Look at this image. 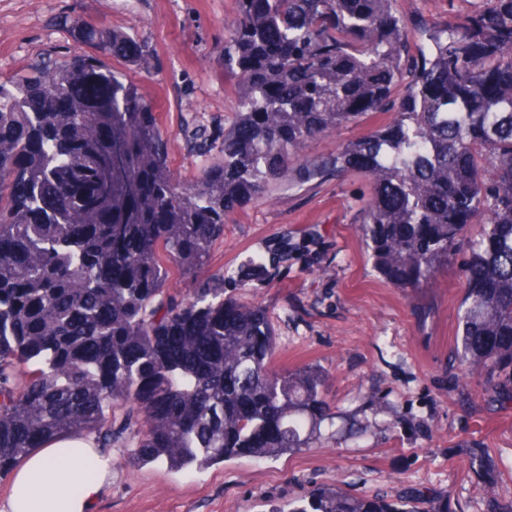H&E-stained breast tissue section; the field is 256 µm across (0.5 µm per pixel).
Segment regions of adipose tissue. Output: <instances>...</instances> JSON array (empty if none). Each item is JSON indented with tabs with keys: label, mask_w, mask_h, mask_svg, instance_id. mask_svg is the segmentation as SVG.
<instances>
[{
	"label": "adipose tissue",
	"mask_w": 512,
	"mask_h": 512,
	"mask_svg": "<svg viewBox=\"0 0 512 512\" xmlns=\"http://www.w3.org/2000/svg\"><path fill=\"white\" fill-rule=\"evenodd\" d=\"M112 477V458L82 438L36 449L11 477L0 512H92Z\"/></svg>",
	"instance_id": "1"
}]
</instances>
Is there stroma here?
Instances as JSON below:
<instances>
[{"label":"stroma","instance_id":"stroma-1","mask_svg":"<svg viewBox=\"0 0 512 512\" xmlns=\"http://www.w3.org/2000/svg\"><path fill=\"white\" fill-rule=\"evenodd\" d=\"M478 0H399L412 28L441 27ZM234 0H0V81L36 57H60L76 43L70 21L128 32L147 59L106 56L151 101L168 138V165L193 177L202 144L220 151L237 79L224 69V23ZM359 172L272 189L274 205L251 204L224 227L210 270L239 266L253 252L288 241L269 282H247L274 326L273 362L328 372V398L360 430L337 428L326 447L279 457L234 458L178 472L165 464L117 465L93 512H268L276 499L328 479L352 493H381L413 506L443 501L448 512H498L512 500V406L457 385V311L463 255L435 285L399 288L373 269L360 245Z\"/></svg>","mask_w":512,"mask_h":512}]
</instances>
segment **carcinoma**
Listing matches in <instances>:
<instances>
[{"label": "carcinoma", "instance_id": "obj_1", "mask_svg": "<svg viewBox=\"0 0 512 512\" xmlns=\"http://www.w3.org/2000/svg\"><path fill=\"white\" fill-rule=\"evenodd\" d=\"M481 2L413 31L398 0H235L224 35V69L239 79L233 122L221 156L202 154L183 179L187 192L152 105L101 59L77 48L0 82V480L60 437L180 471L332 436L325 375L275 368L265 308L232 291L270 277L288 243L207 270L224 224L295 174L367 178L361 243L394 285H429L466 250L458 380L511 405L512 0ZM72 26L77 43L139 64L126 33ZM415 36L422 63L408 70ZM51 65L49 91L39 73ZM388 111L332 158L295 150ZM175 269L185 292L171 287ZM271 512L408 510L334 480Z\"/></svg>", "mask_w": 512, "mask_h": 512}]
</instances>
